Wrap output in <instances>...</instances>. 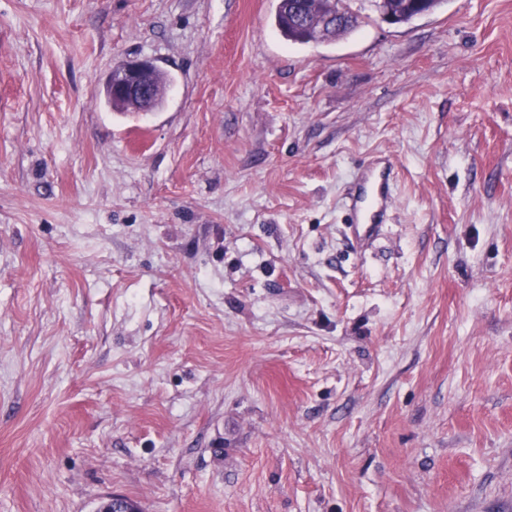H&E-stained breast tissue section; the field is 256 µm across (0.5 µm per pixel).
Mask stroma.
I'll return each instance as SVG.
<instances>
[{
    "label": "stroma",
    "instance_id": "35a3bbf8",
    "mask_svg": "<svg viewBox=\"0 0 512 512\" xmlns=\"http://www.w3.org/2000/svg\"><path fill=\"white\" fill-rule=\"evenodd\" d=\"M276 5L0 0V512H512V0ZM336 12H340L336 29L319 32L324 19L325 5L312 0H279L274 14V25L280 35L293 44H309L335 41L347 36L358 28L363 17L369 18L366 12L382 15L385 4L381 0H357V8H353L351 0H335ZM328 19L336 18V12L331 9ZM304 14V22L299 23L297 16ZM385 22L391 23L393 17L387 9L382 15ZM157 70L162 71L154 60L148 57L117 65L104 87V96L112 109L125 112L129 111L128 106H134L130 102H113L117 97L139 100L143 105L139 112H149L154 109L156 98L153 94L152 75ZM393 169L392 163L385 159L370 162L361 171L355 189L347 193L346 210L350 224H355L356 229H364L366 234H370L383 223L392 202L390 182Z\"/></svg>",
    "mask_w": 512,
    "mask_h": 512
}]
</instances>
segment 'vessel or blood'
<instances>
[{
  "mask_svg": "<svg viewBox=\"0 0 512 512\" xmlns=\"http://www.w3.org/2000/svg\"><path fill=\"white\" fill-rule=\"evenodd\" d=\"M392 175L393 165L385 159L374 160L361 171L355 189L347 194L346 209L352 224L369 233L382 223L392 202Z\"/></svg>",
  "mask_w": 512,
  "mask_h": 512,
  "instance_id": "1",
  "label": "vessel or blood"
}]
</instances>
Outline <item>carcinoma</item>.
<instances>
[{
  "label": "carcinoma",
  "mask_w": 512,
  "mask_h": 512,
  "mask_svg": "<svg viewBox=\"0 0 512 512\" xmlns=\"http://www.w3.org/2000/svg\"><path fill=\"white\" fill-rule=\"evenodd\" d=\"M351 0H336V11L340 12L339 22L333 30L319 31L324 19L325 5L314 0H278L274 25L280 35L294 44L330 42L344 37L358 28L362 18L374 13L382 15L384 3L381 0H357L358 6L352 7ZM397 15L396 23L407 24L417 16L416 6L412 3L392 5Z\"/></svg>",
  "instance_id": "obj_1"
}]
</instances>
